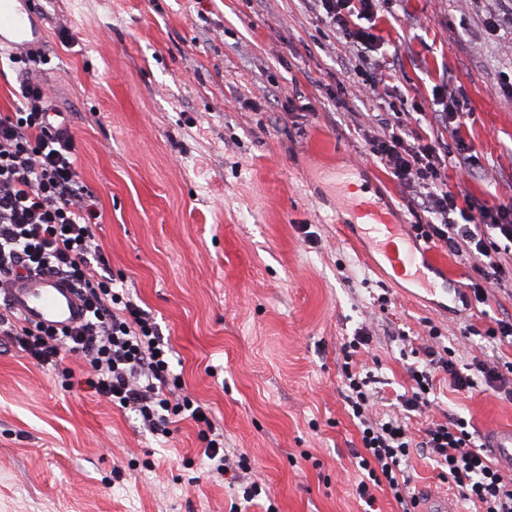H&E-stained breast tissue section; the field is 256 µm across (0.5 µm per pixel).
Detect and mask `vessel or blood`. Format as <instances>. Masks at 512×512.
<instances>
[{"instance_id": "b4317fda", "label": "vessel or blood", "mask_w": 512, "mask_h": 512, "mask_svg": "<svg viewBox=\"0 0 512 512\" xmlns=\"http://www.w3.org/2000/svg\"><path fill=\"white\" fill-rule=\"evenodd\" d=\"M43 30L34 28L29 11L19 9L13 0H0V50H36L43 41ZM354 170L333 169L330 178L340 194L348 198L355 219L366 224L395 277L425 282L433 261L431 249L419 247L405 238L399 224L385 209L368 199L349 193ZM16 312L28 323L56 328L74 325L82 316L80 302L59 278L49 275H22L9 292ZM490 458L503 470L512 471V426L491 433L486 441Z\"/></svg>"}]
</instances>
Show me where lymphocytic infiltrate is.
<instances>
[{"label":"lymphocytic infiltrate","mask_w":512,"mask_h":512,"mask_svg":"<svg viewBox=\"0 0 512 512\" xmlns=\"http://www.w3.org/2000/svg\"><path fill=\"white\" fill-rule=\"evenodd\" d=\"M313 2L322 24L355 44L363 83L373 86L377 67L368 50L376 36L361 22L376 18V0ZM20 101L17 111L0 113V292L20 274L51 272L74 288L86 319L65 332L31 326L4 301L0 328L17 337L40 364L58 366L67 354L79 359L99 396L138 412L152 433L166 435L174 409L171 389L180 383L170 368L172 350L150 312L112 289L109 262L92 231L97 210L76 169L69 131H51L39 85L24 82ZM368 145L401 185L415 190L421 208L435 216V223L417 225L418 235L471 262L479 276L470 285L476 301L485 298L484 281L512 276L495 259L496 253L512 250V198L491 203L458 198L442 179L434 141L420 135L408 138L401 121H394L384 137L369 139ZM423 353V364L410 369L405 399L410 411L430 406L436 370L447 372L458 391L481 382L492 385L499 375L498 369L482 364L477 376L460 373L445 346L429 345ZM343 371L347 403L361 435L360 499L371 505L377 493L386 492L405 512H413L419 499L410 490L403 466L417 449L432 456L441 478L476 503L480 512H512V483L484 451L472 449L466 420L457 418L413 437L402 420L368 417L374 399L370 378L349 363Z\"/></svg>","instance_id":"1"}]
</instances>
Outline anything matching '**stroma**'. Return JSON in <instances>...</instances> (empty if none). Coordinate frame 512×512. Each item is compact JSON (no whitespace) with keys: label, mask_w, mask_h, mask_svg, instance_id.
Here are the masks:
<instances>
[{"label":"stroma","mask_w":512,"mask_h":512,"mask_svg":"<svg viewBox=\"0 0 512 512\" xmlns=\"http://www.w3.org/2000/svg\"><path fill=\"white\" fill-rule=\"evenodd\" d=\"M16 5L48 38L32 70L0 67V113L26 80L63 112L113 283L169 339L176 398L209 410L225 454L247 457L264 493L245 502L209 471L187 413L151 434L87 385L78 360L43 367L0 335V512H364L341 383L357 336L380 394L373 417H409L417 436L462 417L478 444L512 424V403L484 386L454 391L441 371L429 408L401 405L430 331L461 372L512 361V344L485 339L512 320V285L489 288L481 308L390 280L360 226L338 227L346 212L326 176L356 168L360 191L415 239L432 214L367 145L392 107L436 140L450 190L511 198L512 0H379V53L393 61L370 89L352 43L307 0ZM452 94L454 128L438 118ZM408 474L416 493L475 512L428 455L413 452Z\"/></svg>","instance_id":"obj_1"}]
</instances>
